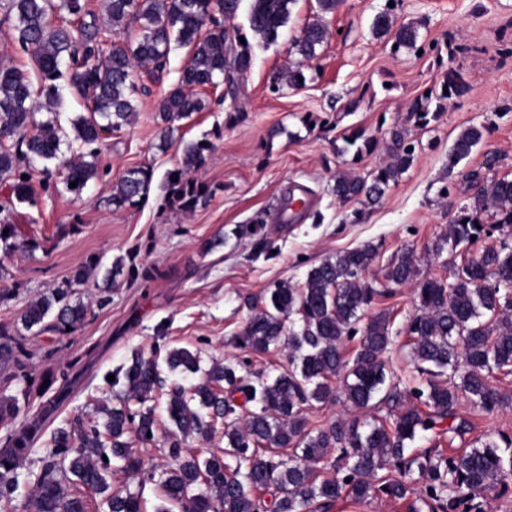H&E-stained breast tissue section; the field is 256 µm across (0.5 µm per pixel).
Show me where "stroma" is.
Returning <instances> with one entry per match:
<instances>
[{
	"instance_id": "1",
	"label": "stroma",
	"mask_w": 512,
	"mask_h": 512,
	"mask_svg": "<svg viewBox=\"0 0 512 512\" xmlns=\"http://www.w3.org/2000/svg\"><path fill=\"white\" fill-rule=\"evenodd\" d=\"M385 11L395 26L416 29L414 46L395 48L393 36L374 32L375 17ZM316 17V0H297L277 42L254 43L237 121L228 119L224 81L206 88L205 109L175 122L163 141L154 115L189 52L172 45L162 75L137 73V116L101 146L107 175L91 180L79 196L58 185L37 191L34 203L16 204L14 243L0 242V289L14 292L0 304V327L22 342L33 379L69 366L79 373L53 426L100 420L99 406L114 397L103 377L134 351L157 345L198 348L207 361L240 356L234 340L250 314L247 299H259L281 281L301 285L312 266L336 253L377 245L366 273L377 288L404 248L414 249L420 277L451 279L454 258L436 252L435 243L475 191L467 174L482 171L485 155L492 154L498 158L494 176L512 177V0H341L323 17L329 34L317 57L303 63L305 84L273 91V76L300 61L293 41ZM451 70L464 75L467 92L445 101L429 125H416L409 117L413 101L439 87ZM57 86L65 132L60 156L66 159L80 150L71 122L88 114L90 103L67 78ZM312 116L319 125L309 124ZM470 125L483 127V139L449 168L448 152ZM358 127L377 141L374 152L360 157L343 140ZM396 131L415 145L414 161L397 184L375 206L336 199V172L368 176L386 158ZM196 141L213 146L197 172L213 196L189 213L161 210L167 171L184 145ZM136 167L153 171L147 197L115 208L113 185ZM258 215L267 242L259 254L252 239L238 233ZM92 258L100 269L75 288L87 307L83 324L64 334L26 328L27 304ZM116 264L154 267L160 275L145 286L122 274L117 287L106 288L105 272ZM373 308L390 310L391 363L411 381L405 328L415 308L409 288L376 298ZM493 383L504 404L492 417H473L472 429L454 437L453 447H471L489 433L512 437V375Z\"/></svg>"
}]
</instances>
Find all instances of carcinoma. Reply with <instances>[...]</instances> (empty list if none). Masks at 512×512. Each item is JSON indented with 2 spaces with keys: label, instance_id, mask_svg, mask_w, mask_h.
Returning a JSON list of instances; mask_svg holds the SVG:
<instances>
[{
  "label": "carcinoma",
  "instance_id": "carcinoma-1",
  "mask_svg": "<svg viewBox=\"0 0 512 512\" xmlns=\"http://www.w3.org/2000/svg\"><path fill=\"white\" fill-rule=\"evenodd\" d=\"M241 0H109L111 23L127 19L140 30L125 44L113 43L95 24L89 0H3L5 18L14 19L18 43L31 54L41 80L40 95L51 108L63 72L81 95L90 96L91 113L73 121L84 151L59 165L69 192L79 197L99 177L100 143L106 135L132 124L136 108L132 95L136 69L154 76L167 67L171 42L191 46L178 84L159 104L163 134L176 121L205 108L195 89L244 79L252 65V46L240 43L237 28H224V19L237 15ZM298 0H253L249 26L270 44L278 40ZM64 12L80 19L70 29L54 23ZM374 29L394 34L398 46H412L416 30L393 29L388 14H379ZM327 37L321 19L310 23L295 40L301 56L297 66L275 78L274 90L298 88L305 77L304 62L317 56ZM447 92L429 93L412 107L417 124L428 125L443 108L442 101L463 95L468 85L461 73L450 71ZM436 100V111L429 100ZM35 100L32 84L18 68L0 66V182L9 197L33 201L31 176L39 163L59 158L64 137L57 117L50 116L29 131ZM483 138V127L470 126L455 139L448 168L468 158ZM13 141L10 146L1 142ZM347 146L361 156L370 154L374 138L363 129L345 136ZM212 145L185 146L176 166L167 171L163 205L193 211L212 194L210 186L193 176ZM414 151L396 133L392 153L369 176L338 174L332 192L341 201L382 200L410 166ZM149 167L130 169L112 193V205H135L150 189ZM498 228L512 226V178H492L480 186L471 202L449 222L436 242L438 252L464 250L461 264L446 283L434 277L417 280L416 254H395L385 273L386 284L375 288L365 274L377 251L365 245L339 252L311 267L302 286L286 281L266 290L262 302L247 300L252 310L235 337L244 352L268 354L288 346V369L274 375L251 369L249 358L201 367L202 350L173 347L161 354L133 353L114 373L111 385L121 386L118 402L103 409L101 425L57 428L48 439L28 512H89L91 495L105 496L108 512H147L139 491L129 487L110 491L108 478L119 470L156 485L162 505L155 512H330L340 500L355 504L386 498L408 502L407 512H491L489 492L509 490L512 477V438L500 436L480 447L446 454L440 450L447 435H463L471 427L458 409L466 403L478 416H490L503 403L491 384L496 373L512 374V246H483L488 229L485 216ZM417 281L413 289L415 314L407 325L410 356L426 386L417 390L415 405L391 381L385 354L393 345L391 316L382 310L367 314L375 298L392 297L395 288ZM72 283L31 301L22 316L26 327L66 332L80 325L87 307L71 301ZM360 337L348 357L345 343ZM18 342L0 328V368L17 359ZM176 376L165 387L163 372ZM68 382L33 411L18 397L0 395V501H13L19 488L17 469L45 435L48 422L68 396ZM165 394L168 455L172 463L146 466L132 448L157 442V418L150 402ZM389 408L390 420L371 423L337 419L308 428L307 414L316 406L343 399L364 410L378 394ZM223 427L221 453L200 457L185 446L194 435L208 441ZM433 443L417 450L421 437ZM350 482H345V479Z\"/></svg>",
  "mask_w": 512,
  "mask_h": 512
}]
</instances>
